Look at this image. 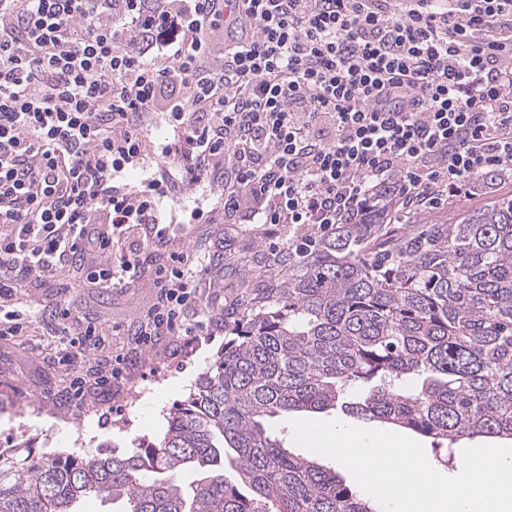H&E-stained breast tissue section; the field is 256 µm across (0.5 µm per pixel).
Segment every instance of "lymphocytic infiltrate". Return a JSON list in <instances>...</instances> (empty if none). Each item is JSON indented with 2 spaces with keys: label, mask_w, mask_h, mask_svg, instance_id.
Masks as SVG:
<instances>
[{
  "label": "lymphocytic infiltrate",
  "mask_w": 512,
  "mask_h": 512,
  "mask_svg": "<svg viewBox=\"0 0 512 512\" xmlns=\"http://www.w3.org/2000/svg\"><path fill=\"white\" fill-rule=\"evenodd\" d=\"M0 0V298L56 275L92 243L93 284L130 287L149 263L171 183L210 179L222 208L321 236L393 187L434 205L512 163V0ZM245 37L225 44L224 29ZM164 105L167 174L125 184L142 113ZM131 230L137 246L119 232ZM189 249L155 270L156 301L129 328L141 355L209 317ZM69 307L50 330L77 373L90 336Z\"/></svg>",
  "instance_id": "obj_1"
}]
</instances>
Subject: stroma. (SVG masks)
Instances as JSON below:
<instances>
[{"mask_svg": "<svg viewBox=\"0 0 512 512\" xmlns=\"http://www.w3.org/2000/svg\"><path fill=\"white\" fill-rule=\"evenodd\" d=\"M146 152L139 168L127 176L136 184L147 173L160 172L158 146L170 135L168 116L147 112L139 119ZM221 190L209 181L194 188L179 187L161 203L166 237L154 249L155 264L169 254L189 248L208 252L214 278H201L214 324L206 336H164L131 365L111 389H99L84 401L72 400L71 381L51 336L37 329L31 336L0 337V451L26 441L32 455L83 456L102 450L129 454L143 444L163 439L171 410L194 392L200 374L223 349L235 326L239 304L248 288L257 286L259 261L272 258L288 246V230L279 224H251L244 214L221 224H192L190 211L217 202ZM512 197V177L489 188L472 187L465 193L444 197L438 207L413 208L404 222L391 221L390 230L409 233L426 224H453L461 214L489 202ZM89 264L77 260L57 276L28 284L9 300L8 310L30 311L34 317L51 313L58 302H67L73 315L71 332L81 336L87 325L103 328L86 365L90 376L99 363L125 356L129 349L126 329L152 306L156 289L152 276H144L131 288H95L87 285ZM179 389H172L173 381Z\"/></svg>", "mask_w": 512, "mask_h": 512, "instance_id": "1", "label": "stroma"}]
</instances>
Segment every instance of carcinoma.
I'll return each instance as SVG.
<instances>
[{"instance_id":"obj_1","label":"carcinoma","mask_w":512,"mask_h":512,"mask_svg":"<svg viewBox=\"0 0 512 512\" xmlns=\"http://www.w3.org/2000/svg\"><path fill=\"white\" fill-rule=\"evenodd\" d=\"M396 206L288 251L160 445L85 457L0 452V512H373L361 489L294 454L269 418L337 409L452 444L512 439V198L387 231ZM234 470L240 482L226 476Z\"/></svg>"}]
</instances>
